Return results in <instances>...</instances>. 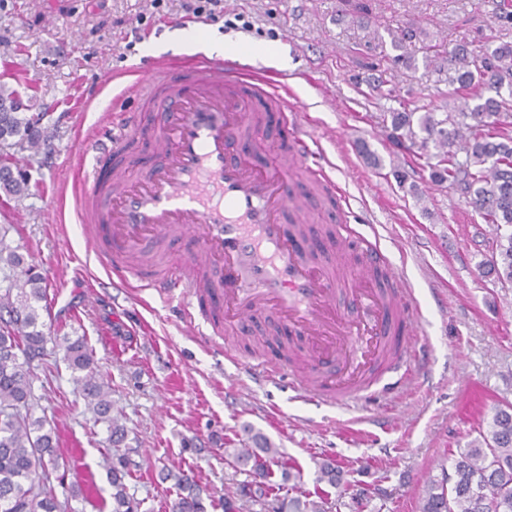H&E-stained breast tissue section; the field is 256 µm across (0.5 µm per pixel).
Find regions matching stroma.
I'll list each match as a JSON object with an SVG mask.
<instances>
[{
  "instance_id": "35a3bbf8",
  "label": "stroma",
  "mask_w": 512,
  "mask_h": 512,
  "mask_svg": "<svg viewBox=\"0 0 512 512\" xmlns=\"http://www.w3.org/2000/svg\"><path fill=\"white\" fill-rule=\"evenodd\" d=\"M497 0H224L250 29L209 23L210 31L243 46L262 43L287 56L291 86L347 192L357 226L377 236L413 285L424 316L429 361L420 385L393 399L353 409L307 405L287 383L261 384L247 373V331L273 328L257 320L235 327L236 362L181 322L177 303L114 287L85 249L72 208L49 217L62 198L79 141L108 108L107 76L143 62L125 19L151 14V0H5L0 5V85L17 90L29 111L43 113L47 149L19 159L29 194L22 202L0 195V233L48 278L40 311L45 332L83 337L112 404L127 430L137 466L126 483L138 512H169L177 497L163 472H192L205 512H224V500L249 480L224 458L247 446L246 428L263 433L290 477L273 468L267 503L241 512H267L268 502L299 492L320 493L329 512H419L429 478L451 450L467 447L480 421L512 403V283L485 276L481 262L496 237L460 191L433 185L410 143H391L384 131L390 102L368 83L383 76L417 112L444 117L454 105L448 73L426 60L422 44L467 42L477 51L498 38L512 41L495 15ZM418 29L409 62L392 40L398 27ZM97 92L92 109L79 105ZM408 171L399 183L395 169ZM97 292L95 306H85ZM40 400L35 415L58 428L66 461L57 471L70 484L91 485L75 512H112L103 465L108 436L80 396L62 354L34 367ZM335 460L338 485L318 482L321 462Z\"/></svg>"
}]
</instances>
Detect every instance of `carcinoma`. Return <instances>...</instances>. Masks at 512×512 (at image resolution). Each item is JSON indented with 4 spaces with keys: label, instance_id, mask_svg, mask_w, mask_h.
Returning a JSON list of instances; mask_svg holds the SVG:
<instances>
[{
    "label": "carcinoma",
    "instance_id": "1",
    "mask_svg": "<svg viewBox=\"0 0 512 512\" xmlns=\"http://www.w3.org/2000/svg\"><path fill=\"white\" fill-rule=\"evenodd\" d=\"M426 58L440 60L448 82L460 89L479 86L495 95H475L479 103L469 112L448 109L444 118L426 112L416 116L407 108L389 113L387 138L408 139L426 157L429 179L463 191L475 213L499 231L512 228V42L488 45L480 53L458 44L445 52L427 45ZM507 89L508 95L501 93ZM16 94L0 88V192L16 201L28 195V178L15 173L11 149L46 145L44 116L25 113ZM435 153L429 154V148ZM436 162H430V159ZM11 274L0 288V512H74L71 500L86 497L79 485L59 499L54 488L59 443L44 417L32 415L40 397L31 381L32 364L50 351V337L39 322L37 303L45 300L47 279L17 249L0 238V265ZM488 275L512 282V232L496 236ZM64 360L92 410L109 432L105 464L112 486V512H137L125 478L130 460L121 448L125 429L113 415L111 387L99 378L92 351L81 338H64ZM251 448H226L224 457L254 478L263 479L256 451L275 462L279 451L259 432L246 429ZM450 467L429 481L420 512H512V404L498 408L466 448L450 453ZM177 500L171 512H205L201 490L192 477L178 474ZM271 512H327L325 501L291 497L271 506Z\"/></svg>",
    "mask_w": 512,
    "mask_h": 512
}]
</instances>
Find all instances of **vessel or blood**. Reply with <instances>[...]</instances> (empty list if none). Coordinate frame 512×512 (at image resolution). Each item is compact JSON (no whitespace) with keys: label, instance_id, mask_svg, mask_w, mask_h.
Segmentation results:
<instances>
[{"label":"vessel or blood","instance_id":"vessel-or-blood-1","mask_svg":"<svg viewBox=\"0 0 512 512\" xmlns=\"http://www.w3.org/2000/svg\"><path fill=\"white\" fill-rule=\"evenodd\" d=\"M111 82L119 91L97 134L80 140L71 178L90 251L127 259L150 239L193 243L164 275L135 266L124 273L142 291L177 299L191 328L207 316L229 328L274 314L305 344L309 369L262 361L252 371L287 380L295 398L353 408L417 383L427 350L414 290L351 224L287 75L237 55L195 53L149 61ZM128 97L139 102L132 118L121 111ZM266 112L280 115L288 145L272 165L257 166L240 149L261 153ZM299 166L337 205L331 252L343 254L352 241L361 247L358 272L314 259V216L291 183Z\"/></svg>","mask_w":512,"mask_h":512}]
</instances>
